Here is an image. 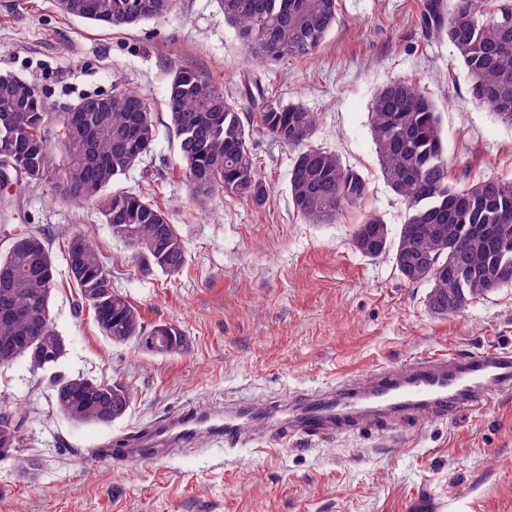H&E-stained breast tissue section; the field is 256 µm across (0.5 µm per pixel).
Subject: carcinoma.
<instances>
[{
    "mask_svg": "<svg viewBox=\"0 0 512 512\" xmlns=\"http://www.w3.org/2000/svg\"><path fill=\"white\" fill-rule=\"evenodd\" d=\"M430 0L423 22L445 37L468 76L471 98L512 125V0ZM225 21L247 53L260 61L288 62L317 52L337 23L336 0H220ZM175 0H62L59 10L107 28L131 27L173 12ZM251 111L224 96L207 76L178 67L170 76L166 107L178 141L179 161L192 197L204 203L221 190L262 205L269 187L249 149L254 126L280 142L303 145L317 118L298 106H280L255 81L245 89ZM369 126L382 174L405 201L408 214L397 238L370 214L356 225L353 245L367 257L392 256L408 283H426L429 310L454 315L474 299L512 285V178L465 183L452 174L433 102L412 82L394 81L376 94ZM153 113L137 92L117 87L109 95L83 97L55 115L31 84L0 74V166H16L15 185L50 184L61 203L97 206L112 238L124 243L143 278L176 275L188 251L169 214L140 193L108 192L150 151ZM288 193L294 209L314 224H328L361 202L366 182L339 157L307 147L293 162ZM63 259L81 304L89 307L104 336L117 345L149 334L165 337L156 353L183 347L180 330L168 324L146 330L139 310L112 284L99 246L73 233ZM56 264L42 231L30 227L17 244L0 250V367L30 360L32 346L48 349L53 362L65 344L50 316ZM58 413L77 424L108 425L131 403L124 386L77 376L53 384ZM27 415L0 406V448H17Z\"/></svg>",
    "mask_w": 512,
    "mask_h": 512,
    "instance_id": "carcinoma-1",
    "label": "carcinoma"
}]
</instances>
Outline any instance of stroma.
<instances>
[{
    "instance_id": "35a3bbf8",
    "label": "stroma",
    "mask_w": 512,
    "mask_h": 512,
    "mask_svg": "<svg viewBox=\"0 0 512 512\" xmlns=\"http://www.w3.org/2000/svg\"><path fill=\"white\" fill-rule=\"evenodd\" d=\"M426 3L337 0L338 23L315 55L248 64L218 0H177L167 18L125 29L64 16L56 0H0V73L35 85L50 111L118 82L147 100L157 137L112 188L148 193L188 249L179 274L144 279L95 206L52 202L44 184L13 195L0 219L10 231L38 225L57 254L69 232L86 234L144 324L178 326L184 346L162 356L112 344L78 308L57 261L50 309L64 356L50 370L22 360L0 368V401L22 405L29 419L14 457L0 459V512H512V395L451 420L368 426L263 452L216 447L127 465L95 453L202 398L284 402L381 364L512 348V288L438 316L426 304L428 285L404 281L391 256L369 258L353 245L365 216L383 217L393 233L405 219L368 126L372 99L390 82H414L436 104L453 168L475 180L512 177V126L472 100L452 46L421 24ZM179 66L206 73L235 99L258 78L273 102L316 113L313 145L364 178L365 198L332 223H309L288 196L294 148L257 128L250 144L272 186L266 203L219 191L197 204L165 108ZM56 373L121 383L130 407L106 426L74 423L53 406ZM28 458L36 466L25 475L16 462Z\"/></svg>"
}]
</instances>
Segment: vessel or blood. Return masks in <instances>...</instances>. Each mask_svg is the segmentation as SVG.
Segmentation results:
<instances>
[{"mask_svg": "<svg viewBox=\"0 0 512 512\" xmlns=\"http://www.w3.org/2000/svg\"><path fill=\"white\" fill-rule=\"evenodd\" d=\"M512 392V349L434 354L400 367H381L368 378L343 377L335 386L298 396L288 406L262 407L271 443L345 434L370 425L402 427L418 417L451 419ZM251 407L245 403L194 405L132 430L120 447L98 456L120 463L161 460L217 445L255 443Z\"/></svg>", "mask_w": 512, "mask_h": 512, "instance_id": "vessel-or-blood-1", "label": "vessel or blood"}]
</instances>
